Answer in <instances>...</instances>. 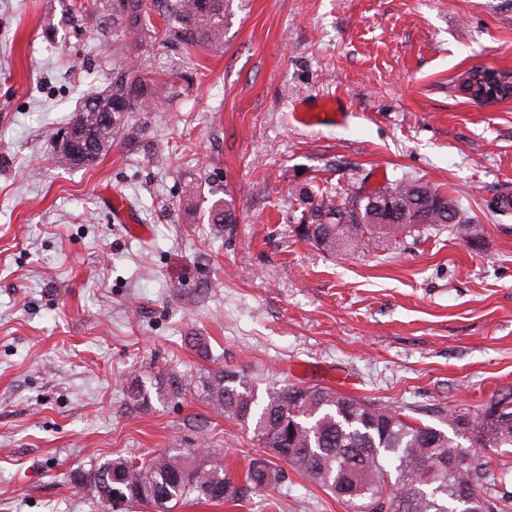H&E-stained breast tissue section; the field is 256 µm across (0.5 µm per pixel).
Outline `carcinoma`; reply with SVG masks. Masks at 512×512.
I'll use <instances>...</instances> for the list:
<instances>
[{"mask_svg": "<svg viewBox=\"0 0 512 512\" xmlns=\"http://www.w3.org/2000/svg\"><path fill=\"white\" fill-rule=\"evenodd\" d=\"M112 29L122 41L112 53L126 56L112 85L85 99L69 143L57 148L70 168L90 167L116 139L132 143L143 127L130 122L169 97L170 85L156 72L132 62L129 50H141L163 36L201 48L224 46V19L233 0H108ZM163 27H157L153 19ZM362 188L338 192L318 181L303 190L296 233L334 256L368 253L431 230L457 224L481 241L484 228L451 194L420 178L389 180L372 190L375 201L355 203ZM235 211L217 200L208 223L233 224ZM193 381L184 374L159 373L148 386L133 378L126 397L146 407L150 390L180 399ZM205 400L224 417L252 430L264 451L249 457L247 482L268 495L280 491L284 467L327 490L346 512H509L512 496L480 493L507 482L509 471H495L488 454L512 452V389L493 393L472 416L437 411L432 426L389 405L365 400L328 386H272L258 393L254 379L235 369H217L199 380ZM112 476V498L131 507L171 512L188 501L231 504L238 487L224 458L196 460L195 449L172 450L148 458L118 456L81 475L88 486Z\"/></svg>", "mask_w": 512, "mask_h": 512, "instance_id": "cac0c4a2", "label": "carcinoma"}]
</instances>
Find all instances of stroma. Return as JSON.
Here are the masks:
<instances>
[{
  "label": "stroma",
  "mask_w": 512,
  "mask_h": 512,
  "mask_svg": "<svg viewBox=\"0 0 512 512\" xmlns=\"http://www.w3.org/2000/svg\"><path fill=\"white\" fill-rule=\"evenodd\" d=\"M79 3L0 0V512H100L91 466L204 443L243 484L251 431L197 388L141 409L137 375L231 367L431 425L512 389V211L493 208L512 195V99L458 89L476 65L512 72V0H233L223 49L151 47L174 96L133 114L142 139L71 170L56 139L115 68L111 19ZM404 176L453 192L482 242L331 256L294 236L312 178ZM221 198L236 223H208ZM175 512L345 510L292 471L275 496L243 484L236 505Z\"/></svg>",
  "instance_id": "obj_1"
}]
</instances>
